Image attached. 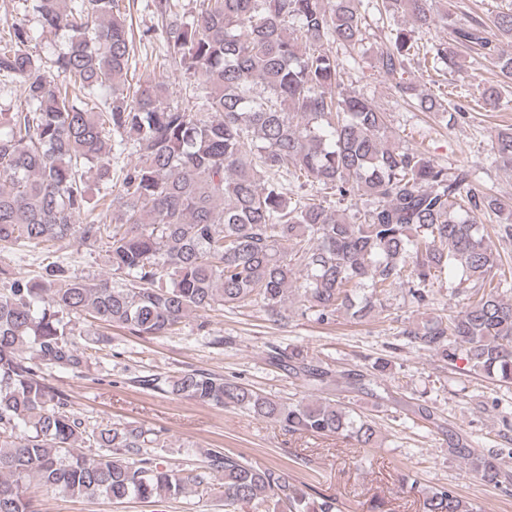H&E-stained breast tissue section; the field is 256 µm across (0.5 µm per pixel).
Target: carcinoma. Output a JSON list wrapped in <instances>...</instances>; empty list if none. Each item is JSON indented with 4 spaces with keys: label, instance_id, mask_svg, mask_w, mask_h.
Here are the masks:
<instances>
[{
    "label": "carcinoma",
    "instance_id": "carcinoma-1",
    "mask_svg": "<svg viewBox=\"0 0 512 512\" xmlns=\"http://www.w3.org/2000/svg\"><path fill=\"white\" fill-rule=\"evenodd\" d=\"M170 19L167 52L194 78L207 115L169 102L168 87L147 75L132 93L122 77L133 37L119 0H32L41 30L69 34L50 62L30 52L27 24L0 35V81L18 83L24 101L0 112V248H48L78 239L103 247L119 279L87 281L52 256L39 279L0 269V512H35L27 484L67 495L115 501L185 492L178 473L139 457L144 432L131 425L91 433L44 371L80 372L90 354L73 337V321L118 324L137 336L173 331L194 311L260 303L279 315L288 288L301 290L317 318L338 312L363 320L378 297L406 286L413 303H431L433 281L461 270L464 302L401 331L423 350L512 384V267L503 262L476 215L492 212L512 238V206L480 184L469 168L448 166L423 151L389 142L388 115L368 98L342 91L333 46L359 53L369 13L407 15L413 29L392 27L378 64L395 93L453 126L449 99L422 96L405 81L423 60L462 68L459 49H479L512 81V11L490 24L450 25L445 43L422 41L435 24L432 0H201L192 21L180 0H154ZM133 142L138 162L112 194V134ZM494 162L512 171V128L492 140ZM96 167L100 199L117 209L115 224H78L93 207L81 167ZM369 198L346 218L327 205ZM368 289L360 301L357 292ZM288 369L311 387L327 373L288 355ZM171 392L217 407L246 410L289 433L343 435L358 448H379L376 422L332 400L285 403L222 376L191 371ZM92 440L108 453L75 454ZM452 451L482 477L496 479L498 458ZM224 474V512L272 499L286 512H340L336 499H310L281 469L254 467L230 455L210 456ZM424 512H477L440 487Z\"/></svg>",
    "mask_w": 512,
    "mask_h": 512
}]
</instances>
